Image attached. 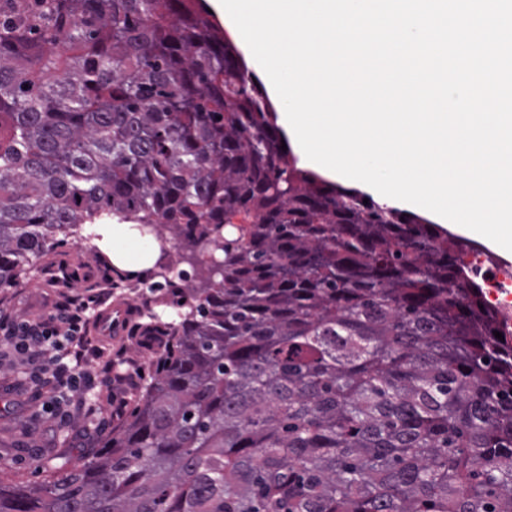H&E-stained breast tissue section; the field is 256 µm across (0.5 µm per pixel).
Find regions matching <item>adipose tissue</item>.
Segmentation results:
<instances>
[{
  "instance_id": "1",
  "label": "adipose tissue",
  "mask_w": 512,
  "mask_h": 512,
  "mask_svg": "<svg viewBox=\"0 0 512 512\" xmlns=\"http://www.w3.org/2000/svg\"><path fill=\"white\" fill-rule=\"evenodd\" d=\"M96 232L101 237L100 247L110 256L113 267L120 271L150 270L162 257L157 241L133 230L131 225L115 221L98 225Z\"/></svg>"
}]
</instances>
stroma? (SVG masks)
<instances>
[{
    "mask_svg": "<svg viewBox=\"0 0 512 512\" xmlns=\"http://www.w3.org/2000/svg\"><path fill=\"white\" fill-rule=\"evenodd\" d=\"M77 274L75 287L59 290L52 275ZM113 279L111 300L130 303L136 310L135 333L114 341L103 332L88 331L86 369L100 374L114 361L112 386L90 391L80 410L61 423L52 409V394L30 383L20 366L0 367V484L23 487L51 479L49 460L82 464L105 447L112 431L122 425L117 414L120 399L136 404L147 374L161 356L163 345L146 350L142 340L151 315L169 320L174 309L162 305L153 288V274L132 276L112 267L107 257L83 234H57L51 249L22 274L19 285L0 288V310L15 322L48 316L54 305L71 300H97L106 279Z\"/></svg>",
    "mask_w": 512,
    "mask_h": 512,
    "instance_id": "obj_1",
    "label": "stroma"
}]
</instances>
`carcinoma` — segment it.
<instances>
[{"mask_svg": "<svg viewBox=\"0 0 512 512\" xmlns=\"http://www.w3.org/2000/svg\"><path fill=\"white\" fill-rule=\"evenodd\" d=\"M282 142L199 0H0V286L114 217L192 266L126 423L0 512H512V330L475 244Z\"/></svg>", "mask_w": 512, "mask_h": 512, "instance_id": "1", "label": "carcinoma"}]
</instances>
